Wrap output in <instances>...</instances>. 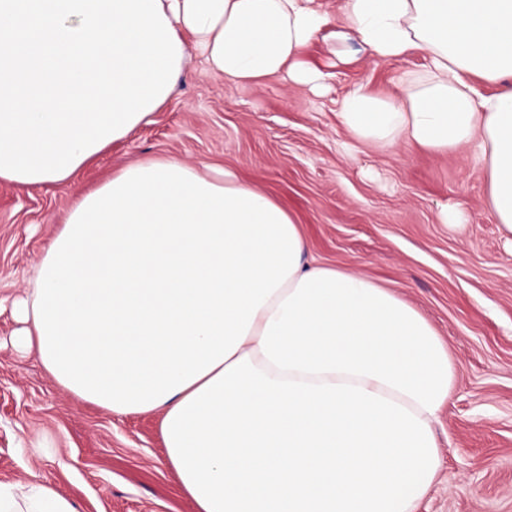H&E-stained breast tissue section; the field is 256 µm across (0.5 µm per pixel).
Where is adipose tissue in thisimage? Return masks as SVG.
Returning a JSON list of instances; mask_svg holds the SVG:
<instances>
[{"label":"adipose tissue","instance_id":"adipose-tissue-1","mask_svg":"<svg viewBox=\"0 0 512 512\" xmlns=\"http://www.w3.org/2000/svg\"><path fill=\"white\" fill-rule=\"evenodd\" d=\"M320 36L424 56L394 94L348 91L340 122L384 150L477 148L512 236V0H345L336 21L314 0H0V181H69L151 121L190 45L226 80L307 84ZM306 251L233 173L135 162L71 204L17 306L22 341L78 398L162 411L196 512H416L439 473L448 348L391 289ZM0 512L76 510L52 485L0 483Z\"/></svg>","mask_w":512,"mask_h":512}]
</instances>
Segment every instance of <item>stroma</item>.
Here are the masks:
<instances>
[{
  "mask_svg": "<svg viewBox=\"0 0 512 512\" xmlns=\"http://www.w3.org/2000/svg\"><path fill=\"white\" fill-rule=\"evenodd\" d=\"M315 92L285 77L233 83L193 54L152 123L63 185L0 182V483L53 484L77 512H195L167 462L162 415L81 401L19 347L14 301L72 200L118 169L169 157L223 167L281 202L316 263L362 273L421 312L448 347L455 387L436 425L441 469L418 512H512V239L485 204L473 153L380 150L338 102L386 95L416 56L383 62L353 39L314 42ZM463 221L446 224L443 209Z\"/></svg>",
  "mask_w": 512,
  "mask_h": 512,
  "instance_id": "stroma-1",
  "label": "stroma"
}]
</instances>
